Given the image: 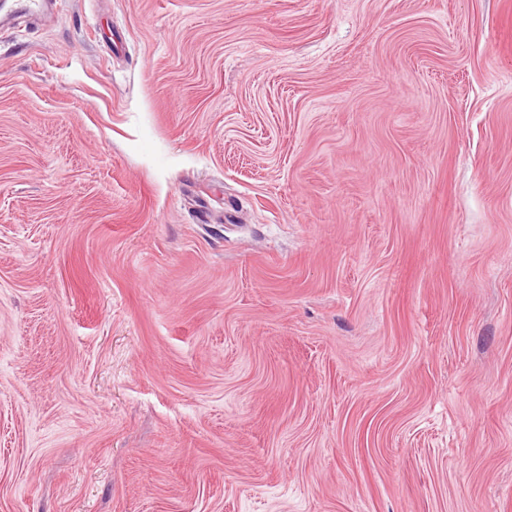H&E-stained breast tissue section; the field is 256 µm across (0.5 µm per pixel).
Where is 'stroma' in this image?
<instances>
[{
  "label": "stroma",
  "instance_id": "stroma-1",
  "mask_svg": "<svg viewBox=\"0 0 512 512\" xmlns=\"http://www.w3.org/2000/svg\"><path fill=\"white\" fill-rule=\"evenodd\" d=\"M0 512H512V0L1 25Z\"/></svg>",
  "mask_w": 512,
  "mask_h": 512
}]
</instances>
